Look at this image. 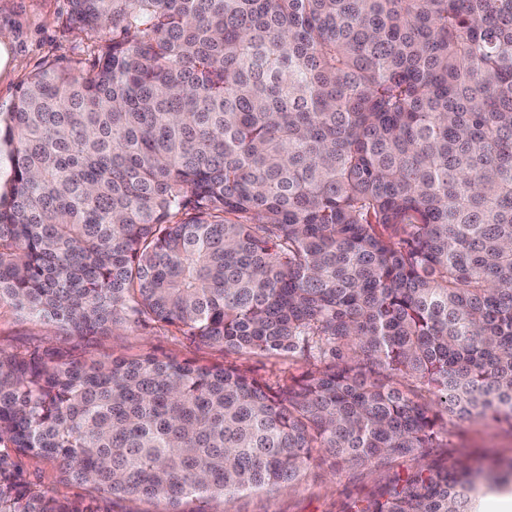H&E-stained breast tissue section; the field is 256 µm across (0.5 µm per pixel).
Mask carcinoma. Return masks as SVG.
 I'll list each match as a JSON object with an SVG mask.
<instances>
[{
  "mask_svg": "<svg viewBox=\"0 0 512 512\" xmlns=\"http://www.w3.org/2000/svg\"><path fill=\"white\" fill-rule=\"evenodd\" d=\"M69 3L88 57L0 111V303L329 363L274 388L0 349V512H87L11 452L179 512L421 454L437 405L512 424V0ZM476 487L420 469L354 512H475Z\"/></svg>",
  "mask_w": 512,
  "mask_h": 512,
  "instance_id": "1",
  "label": "carcinoma"
}]
</instances>
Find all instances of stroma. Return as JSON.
<instances>
[{
  "instance_id": "obj_1",
  "label": "stroma",
  "mask_w": 512,
  "mask_h": 512,
  "mask_svg": "<svg viewBox=\"0 0 512 512\" xmlns=\"http://www.w3.org/2000/svg\"><path fill=\"white\" fill-rule=\"evenodd\" d=\"M68 0H0V32L9 37L10 63L0 69V110L8 109L26 79L49 62L69 63L87 54L83 33L67 25ZM50 349L60 360L137 358L146 354L179 361L222 363L219 347H199L184 337L150 326L128 323L95 336L66 334L56 323L46 322L0 304V349L23 351ZM240 364L271 386H279L321 368L320 360L285 353H258L240 357ZM442 432L437 447L426 457L399 458L393 467L373 469L344 466L322 456L293 486L284 490H252L228 501H213L210 512H350L354 504L376 497L395 474L414 471L428 463L445 468L455 461L470 466L490 465L512 459V426L490 425L480 419L462 422L449 414L440 419ZM13 461L25 481L37 490L90 505L93 512H166L157 499L115 497L90 491L65 480L56 462L29 455Z\"/></svg>"
}]
</instances>
